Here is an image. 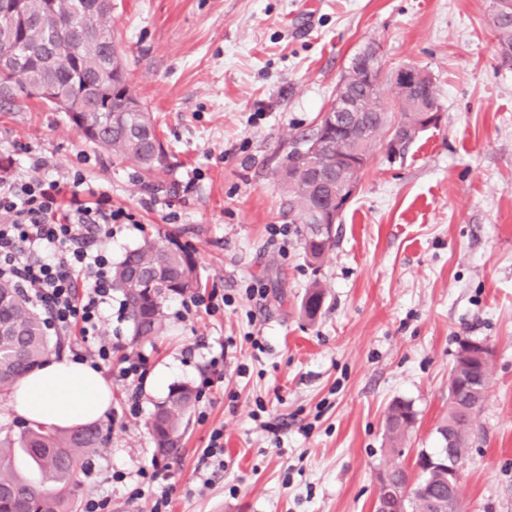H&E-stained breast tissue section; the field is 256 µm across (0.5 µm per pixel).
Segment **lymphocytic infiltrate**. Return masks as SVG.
<instances>
[{
  "label": "lymphocytic infiltrate",
  "instance_id": "1",
  "mask_svg": "<svg viewBox=\"0 0 512 512\" xmlns=\"http://www.w3.org/2000/svg\"><path fill=\"white\" fill-rule=\"evenodd\" d=\"M35 164L41 177L24 182L10 159H0V280L48 308L57 334L78 330L75 359L111 366L116 346L101 332L112 318L109 246L116 226L132 217L81 174L63 179L47 159Z\"/></svg>",
  "mask_w": 512,
  "mask_h": 512
}]
</instances>
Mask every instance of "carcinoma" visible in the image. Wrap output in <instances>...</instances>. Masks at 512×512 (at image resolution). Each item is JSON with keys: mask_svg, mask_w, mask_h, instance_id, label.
I'll list each match as a JSON object with an SVG mask.
<instances>
[{"mask_svg": "<svg viewBox=\"0 0 512 512\" xmlns=\"http://www.w3.org/2000/svg\"><path fill=\"white\" fill-rule=\"evenodd\" d=\"M97 0H16L9 18L0 15V99L19 94L35 97L30 89L38 84L51 86L58 98L69 103L67 116L81 135L115 159H133L141 175L154 177L167 167L168 155L151 113L134 105L126 83V65L108 67L112 35V12L90 15ZM501 58L512 59V0H503L502 12L493 19ZM357 69L349 67L342 80H350L349 90L363 99V110L372 117V130L364 139L348 141L331 137L328 154L307 159L299 148L288 153V160L310 163L300 178L288 173L277 178L283 190L286 212L298 211L303 217L302 249L315 264L322 260L330 244L318 243L307 229L324 219L332 194L336 193V159L353 153L366 163L374 143L394 125L412 126L420 105L437 102L432 78L421 75L415 94L409 96L398 85H391L398 113L389 111L385 87L367 95L354 81ZM201 287L197 260L192 250L177 239L158 245L145 240L128 250L112 265V288L124 300L130 325L131 342H152L164 335L167 316L163 300L169 295L192 293ZM325 297L319 282L305 293L301 310L313 319ZM50 338L44 313L35 310L23 289L0 281V395H7L23 377L39 369L50 352ZM492 359L478 363L482 377L476 390L459 385L458 373L468 361L456 355L448 378V413L436 431L442 447L453 438L456 454L465 458L476 412L466 408L484 402ZM196 399L194 389L181 384L155 406L150 429L156 452L176 457L181 451L182 427ZM416 421L412 406L395 400L385 417V437L389 451L398 452L410 424ZM108 431L98 423L61 430L36 424L13 436L0 435V512H77L79 474L91 450L102 447ZM25 453L38 469L41 482L34 484L18 474L14 457ZM389 471L402 485H411L402 512H446L448 509V470H423V478L410 483L409 474L395 463Z\"/></svg>", "mask_w": 512, "mask_h": 512, "instance_id": "carcinoma-1", "label": "carcinoma"}]
</instances>
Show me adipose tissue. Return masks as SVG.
Listing matches in <instances>:
<instances>
[{"label":"adipose tissue","mask_w":512,"mask_h":512,"mask_svg":"<svg viewBox=\"0 0 512 512\" xmlns=\"http://www.w3.org/2000/svg\"><path fill=\"white\" fill-rule=\"evenodd\" d=\"M111 404L112 392L98 371L69 359L25 376L11 396L13 410L25 421L65 429L97 422Z\"/></svg>","instance_id":"adipose-tissue-1"}]
</instances>
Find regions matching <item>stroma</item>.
I'll list each match as a JSON object with an SVG mask.
<instances>
[{
	"mask_svg": "<svg viewBox=\"0 0 512 512\" xmlns=\"http://www.w3.org/2000/svg\"><path fill=\"white\" fill-rule=\"evenodd\" d=\"M492 2L112 0L127 81L168 153L150 181L41 100L0 101V155L22 180L40 177L32 160L43 156L133 215L113 260L177 237L203 291L226 299L182 317L181 297L168 296L167 332L153 344H131L127 321L110 323L121 353L148 358L141 412L122 416L127 392L110 382L111 433L88 457L80 499L151 512L152 497L130 491L155 464L169 475L171 512H374L380 474L439 447L448 376L469 338L493 360L462 512H512V68L499 63ZM369 44L384 71L433 76L441 121L393 163L377 140L333 246L312 266L275 174ZM316 279L326 297L311 321L300 303ZM219 351L224 380L188 413L180 454L155 458V404L174 385H199ZM396 400L417 415L398 457L383 436ZM216 428L224 471L206 486L197 452Z\"/></svg>",
	"mask_w": 512,
	"mask_h": 512,
	"instance_id": "35a3bbf8",
	"label": "stroma"
}]
</instances>
